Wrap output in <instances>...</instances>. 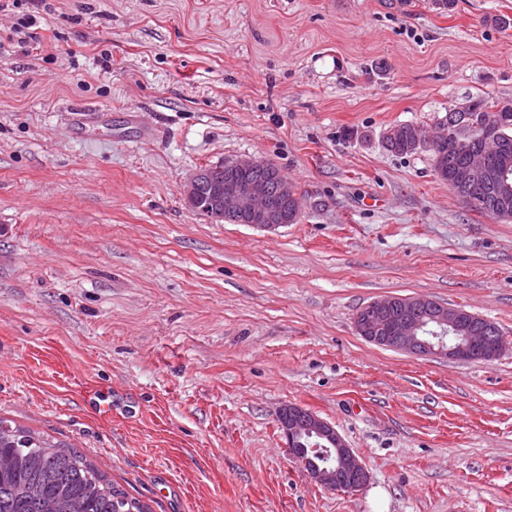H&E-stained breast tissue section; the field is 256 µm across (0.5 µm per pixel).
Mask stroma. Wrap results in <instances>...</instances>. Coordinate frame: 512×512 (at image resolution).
Here are the masks:
<instances>
[{
	"mask_svg": "<svg viewBox=\"0 0 512 512\" xmlns=\"http://www.w3.org/2000/svg\"><path fill=\"white\" fill-rule=\"evenodd\" d=\"M512 0H21L0 12V418L151 512H512V349L366 342L427 296L512 340V222L470 210L394 125L512 105ZM274 163L298 223L186 204L203 166ZM294 403L370 473L314 485ZM420 132V127L411 123H403L394 126L384 138L387 151L395 155H410L423 150L415 147V133Z\"/></svg>",
	"mask_w": 512,
	"mask_h": 512,
	"instance_id": "1",
	"label": "stroma"
}]
</instances>
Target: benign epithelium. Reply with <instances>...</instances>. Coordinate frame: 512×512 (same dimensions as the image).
Instances as JSON below:
<instances>
[{
  "instance_id": "benign-epithelium-1",
  "label": "benign epithelium",
  "mask_w": 512,
  "mask_h": 512,
  "mask_svg": "<svg viewBox=\"0 0 512 512\" xmlns=\"http://www.w3.org/2000/svg\"><path fill=\"white\" fill-rule=\"evenodd\" d=\"M480 164L481 157L474 156L467 166L458 168L454 175L455 183L470 191L464 197L469 203L477 202L471 174ZM269 192V186L263 181L238 183L231 177L214 178L208 169L195 171L184 186L185 200L193 211H199L200 196L205 194L215 211L244 214L256 221L252 228L267 232L281 227L279 214L270 203ZM359 316L365 320V324L359 327L365 340L416 356L438 354L464 362L469 356L477 354L481 358L493 360L512 345L507 337L494 336L484 330L478 323V318L469 311L430 298L399 299L391 296L375 300L359 312ZM427 318L439 327V331L433 332V336L463 330L466 332L463 343L446 347L441 340L436 348L425 341L421 336V329ZM277 424L291 454L315 484L348 493L358 492L366 487L370 479L369 472L331 423L301 406L286 404L278 412ZM304 435L323 440L325 447L322 448L316 443L312 450L323 458L334 457V462L320 466L299 453V438Z\"/></svg>"
}]
</instances>
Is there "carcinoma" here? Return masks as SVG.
<instances>
[{"label": "carcinoma", "mask_w": 512, "mask_h": 512, "mask_svg": "<svg viewBox=\"0 0 512 512\" xmlns=\"http://www.w3.org/2000/svg\"><path fill=\"white\" fill-rule=\"evenodd\" d=\"M497 104L483 98L471 99L467 111L448 113V123L462 126L460 141L440 134L427 147L432 153L434 171L449 181L451 171L462 165L469 150L485 148L479 139L488 121L498 128V139L488 149L487 165L477 172L480 203L471 210L497 221H512V197L503 200L499 193L501 161L512 163V106L493 111ZM420 127L403 123L394 126L384 138L387 151L395 155L418 152L414 136ZM280 170L269 161L237 173L241 180H264L272 189L273 200L283 206L294 224L299 219L298 199L288 204L277 195ZM0 512H149L147 506L129 498L90 461L73 447L50 436L13 426L0 418Z\"/></svg>", "instance_id": "carcinoma-1"}]
</instances>
